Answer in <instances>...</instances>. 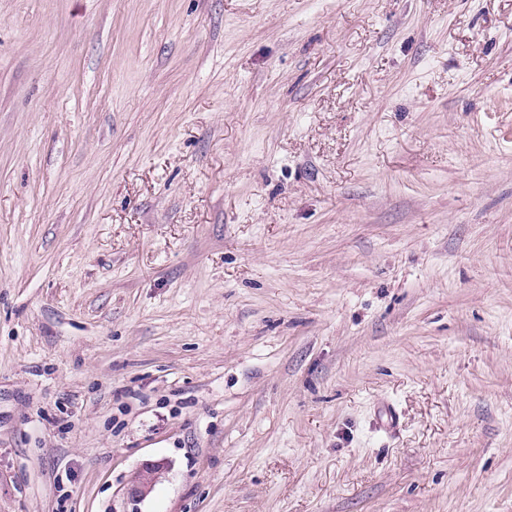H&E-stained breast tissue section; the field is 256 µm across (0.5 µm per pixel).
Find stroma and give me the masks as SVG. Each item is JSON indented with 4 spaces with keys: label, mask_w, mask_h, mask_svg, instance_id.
<instances>
[{
    "label": "stroma",
    "mask_w": 512,
    "mask_h": 512,
    "mask_svg": "<svg viewBox=\"0 0 512 512\" xmlns=\"http://www.w3.org/2000/svg\"><path fill=\"white\" fill-rule=\"evenodd\" d=\"M0 512H512V0H0ZM168 466L162 461L147 460L142 462L126 485L125 493L128 498L137 501L145 498L162 480L167 472Z\"/></svg>",
    "instance_id": "stroma-1"
}]
</instances>
